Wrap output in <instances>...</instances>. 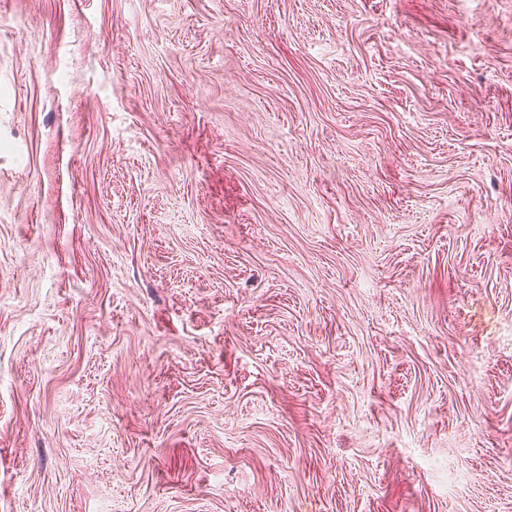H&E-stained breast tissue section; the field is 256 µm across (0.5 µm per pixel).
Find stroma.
I'll return each instance as SVG.
<instances>
[{
  "mask_svg": "<svg viewBox=\"0 0 512 512\" xmlns=\"http://www.w3.org/2000/svg\"><path fill=\"white\" fill-rule=\"evenodd\" d=\"M511 335L512 0H0V512H512Z\"/></svg>",
  "mask_w": 512,
  "mask_h": 512,
  "instance_id": "1",
  "label": "stroma"
}]
</instances>
